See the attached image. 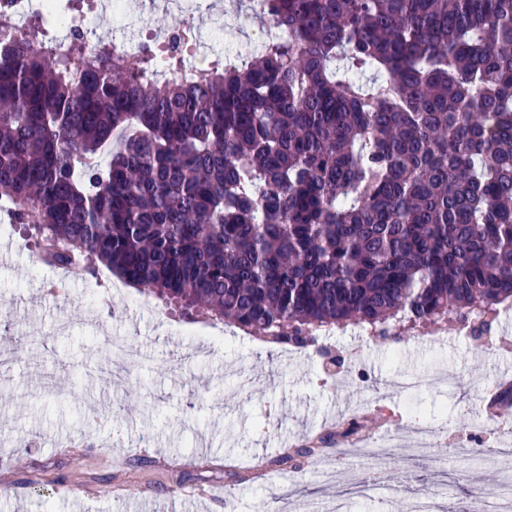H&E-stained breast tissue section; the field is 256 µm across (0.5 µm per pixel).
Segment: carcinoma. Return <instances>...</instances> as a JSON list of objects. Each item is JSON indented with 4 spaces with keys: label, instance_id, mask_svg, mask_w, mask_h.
Segmentation results:
<instances>
[{
    "label": "carcinoma",
    "instance_id": "carcinoma-1",
    "mask_svg": "<svg viewBox=\"0 0 512 512\" xmlns=\"http://www.w3.org/2000/svg\"><path fill=\"white\" fill-rule=\"evenodd\" d=\"M269 38L180 79L167 46L0 43V200L276 346L512 305V0H262Z\"/></svg>",
    "mask_w": 512,
    "mask_h": 512
}]
</instances>
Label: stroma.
<instances>
[{
  "label": "stroma",
  "instance_id": "1",
  "mask_svg": "<svg viewBox=\"0 0 512 512\" xmlns=\"http://www.w3.org/2000/svg\"><path fill=\"white\" fill-rule=\"evenodd\" d=\"M126 14L110 0H76L86 13L88 45H116L144 32L163 39L184 12L201 22L200 51L256 40L265 21L249 0H130ZM224 16L221 42L207 34ZM12 268H0V512H410L416 497L449 488L446 512H469L472 499L507 471L472 468L471 437L489 428L491 392L512 380V341L500 317L482 338L459 339L457 320L405 333L386 345L352 325L324 337L323 352L274 349L219 321L191 319L124 284L105 267L68 279L54 294V269L37 259L24 225L0 211V245ZM136 345L143 361L118 370L110 340ZM367 370L369 383L357 378ZM419 380L403 394L393 374ZM363 419V436L404 434L414 418L443 435L428 457L388 455L386 498L349 492L372 467L346 455L347 481L330 486L310 455L342 418ZM490 429V428H489ZM298 454L268 467L283 441Z\"/></svg>",
  "mask_w": 512,
  "mask_h": 512
}]
</instances>
